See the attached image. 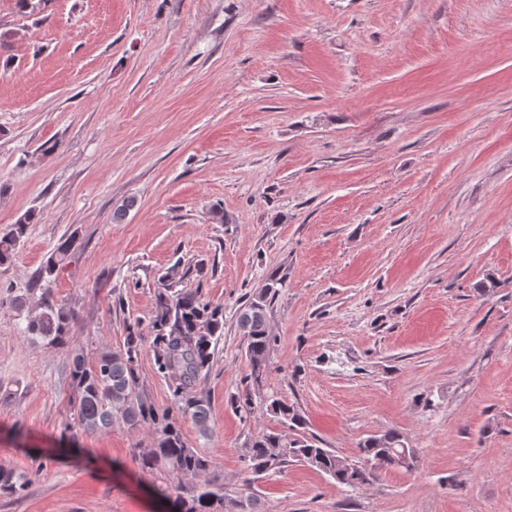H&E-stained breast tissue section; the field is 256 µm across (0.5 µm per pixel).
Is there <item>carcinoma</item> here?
<instances>
[{
  "label": "carcinoma",
  "instance_id": "1",
  "mask_svg": "<svg viewBox=\"0 0 512 512\" xmlns=\"http://www.w3.org/2000/svg\"><path fill=\"white\" fill-rule=\"evenodd\" d=\"M34 221L35 214H24L8 233L0 236V264L16 253ZM70 249L71 241L64 240L48 258L37 280L52 276ZM185 276L178 262L168 269L162 277L151 319L158 372L171 380V406L156 407L140 388L137 363L142 336L138 322L127 327L123 345L102 351L92 364L86 362L82 353H72L69 374L74 391L73 419L78 426L90 432L105 431L120 420L132 429L144 428L149 443L138 455L140 468L145 472H169L180 480H195L209 470L211 460L188 445L179 418L191 419L201 437L209 435L210 402L198 387L209 374L216 344L224 336V307L203 301L196 290L177 288ZM284 283V278L270 276L239 310L238 326L246 342L249 373L244 378L245 389L232 399V405L246 415L253 404L251 388L267 380L270 349L275 341L269 331L267 310ZM74 322V311L57 303L50 289L45 288L38 309L27 313L25 332L33 340L60 346L66 342ZM269 410L291 433L263 431L250 438L243 462L253 474L280 473L288 463L297 461L324 472L340 486L355 489L374 479L376 469L392 465V451L406 445L397 430L372 435L359 442L358 458L372 460L374 464H347L343 457L319 446L315 438L305 434L302 417L288 401L273 395ZM28 484V479L13 468L0 465L1 492L20 494ZM169 512L261 509L259 498L249 485L229 497L204 482L194 485L190 498L176 496Z\"/></svg>",
  "mask_w": 512,
  "mask_h": 512
}]
</instances>
